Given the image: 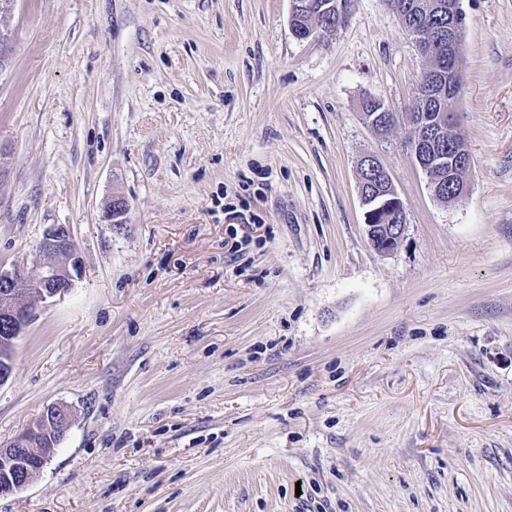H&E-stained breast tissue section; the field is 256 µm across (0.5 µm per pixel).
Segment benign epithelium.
<instances>
[{"label": "benign epithelium", "instance_id": "1", "mask_svg": "<svg viewBox=\"0 0 512 512\" xmlns=\"http://www.w3.org/2000/svg\"><path fill=\"white\" fill-rule=\"evenodd\" d=\"M448 10V54L440 53L442 37L430 31L423 22L409 26L408 35L419 52L431 65L421 74L417 95L436 99H459L461 80L458 67V42L464 29L460 0H448L439 5ZM293 13L329 14L347 22L348 0H293ZM364 119L377 134L387 133L395 120L383 113L364 114ZM409 147L414 159L428 179L432 194H439V183L433 171L448 167V181L455 183V198L468 192V182L456 181L462 171H469L473 156L457 132V112L450 110L434 119L423 112L408 115ZM448 138L452 151L443 154L433 149V143ZM359 194L365 208V227L369 245L387 256L396 250L407 228V211L393 182L378 156L367 152L359 160ZM128 202L122 196L112 197L104 219L110 224L127 223ZM77 247L70 227L56 224L47 231L39 246V258L34 272L15 268L0 270V318L9 320L5 345L14 343L31 318V309L24 299L44 301L64 295L79 275ZM70 410L63 404H52L19 436L6 445L0 444V496L14 494L27 487L55 454L52 447L41 448L39 442L57 432H67Z\"/></svg>", "mask_w": 512, "mask_h": 512}]
</instances>
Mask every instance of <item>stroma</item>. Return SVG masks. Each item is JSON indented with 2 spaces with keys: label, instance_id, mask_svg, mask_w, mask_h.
<instances>
[{
  "label": "stroma",
  "instance_id": "1",
  "mask_svg": "<svg viewBox=\"0 0 512 512\" xmlns=\"http://www.w3.org/2000/svg\"><path fill=\"white\" fill-rule=\"evenodd\" d=\"M461 8L474 165L447 205L406 145L428 61L385 0L309 41L291 0L0 7V268L54 224L81 261L0 384V444L54 403L71 426L0 512H512V0ZM368 151L407 210L389 256ZM374 172L379 176L381 189L365 190L364 172ZM359 194L365 208V227L369 245L377 253L387 256L394 253L407 228V211L398 196L393 182L375 153L367 152L359 160ZM380 220L383 223L373 224Z\"/></svg>",
  "mask_w": 512,
  "mask_h": 512
}]
</instances>
